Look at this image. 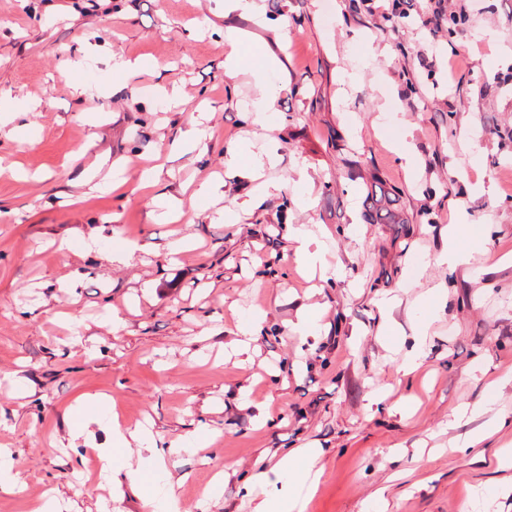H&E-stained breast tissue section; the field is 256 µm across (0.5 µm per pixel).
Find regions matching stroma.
Masks as SVG:
<instances>
[{
  "instance_id": "stroma-1",
  "label": "stroma",
  "mask_w": 512,
  "mask_h": 512,
  "mask_svg": "<svg viewBox=\"0 0 512 512\" xmlns=\"http://www.w3.org/2000/svg\"><path fill=\"white\" fill-rule=\"evenodd\" d=\"M447 2L467 18L453 32L413 16L390 27L384 0L359 15L349 0H257L258 24L225 19L224 0H0V110L28 114L0 137V444L18 471L0 512H32L50 489L68 512H151L153 471L132 484L100 469L114 417L152 428L161 448L215 434L198 455L166 459L180 512H249L253 470L310 447L322 475L306 512H367L379 492L386 512H467L472 499L512 512L495 494L497 455L512 444V264L487 262L512 253L501 177L512 173V0ZM230 26L243 58L279 61L265 76L276 94L263 136L248 120L250 65L224 77ZM116 53L146 70L124 78ZM200 112L210 139L170 159ZM244 140L274 151L264 174L282 191L227 224L218 212L252 187L239 173L248 160L225 164ZM374 175L399 190L405 223L365 218ZM218 176L221 189L191 199ZM163 195L199 219L170 222ZM457 207L476 245L451 268L438 257ZM302 225L323 230L344 279L307 278L289 237ZM121 244L133 250L124 265L112 261ZM306 309L316 332L302 340L290 327ZM258 310L249 359L225 357L238 320ZM413 350L424 364L407 374ZM95 395L109 396L107 415L72 434ZM218 471L223 494L204 502Z\"/></svg>"
}]
</instances>
